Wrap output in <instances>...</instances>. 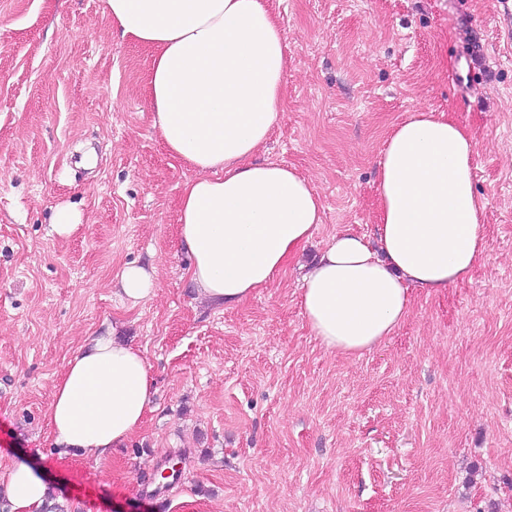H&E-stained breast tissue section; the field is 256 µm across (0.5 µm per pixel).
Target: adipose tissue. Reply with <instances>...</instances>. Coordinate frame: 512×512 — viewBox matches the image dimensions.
Listing matches in <instances>:
<instances>
[{
	"mask_svg": "<svg viewBox=\"0 0 512 512\" xmlns=\"http://www.w3.org/2000/svg\"><path fill=\"white\" fill-rule=\"evenodd\" d=\"M121 37L152 49L149 96L167 152L193 168L179 201V240L204 300L238 304L269 285L322 222L323 205L293 168L252 156L284 106L288 60L267 0H106ZM474 145L453 119L413 112L380 155L378 240L342 233L305 279L302 310L328 350L359 354L392 336L413 289L468 280L484 253L485 199ZM151 367L114 329L68 361L48 411L57 446L101 457L141 426ZM6 512H42L40 471H0Z\"/></svg>",
	"mask_w": 512,
	"mask_h": 512,
	"instance_id": "ef3b65f1",
	"label": "adipose tissue"
}]
</instances>
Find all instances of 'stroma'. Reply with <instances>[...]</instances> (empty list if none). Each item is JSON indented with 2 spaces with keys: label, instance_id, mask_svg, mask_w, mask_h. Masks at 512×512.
<instances>
[{
  "label": "stroma",
  "instance_id": "35a3bbf8",
  "mask_svg": "<svg viewBox=\"0 0 512 512\" xmlns=\"http://www.w3.org/2000/svg\"><path fill=\"white\" fill-rule=\"evenodd\" d=\"M268 3L288 68L257 157L307 177L323 216L224 308L190 283L177 224L195 172L153 125L151 50L116 35L104 0H0V466L40 469L64 512H512V15L499 0ZM421 109L472 138L484 255L464 283L413 290L376 350H327L302 278L337 234L376 237L380 154ZM62 206L81 216L67 236ZM131 263L157 281L136 305L117 291ZM110 326L156 392L127 442L83 457L55 445L48 407Z\"/></svg>",
  "mask_w": 512,
  "mask_h": 512
}]
</instances>
